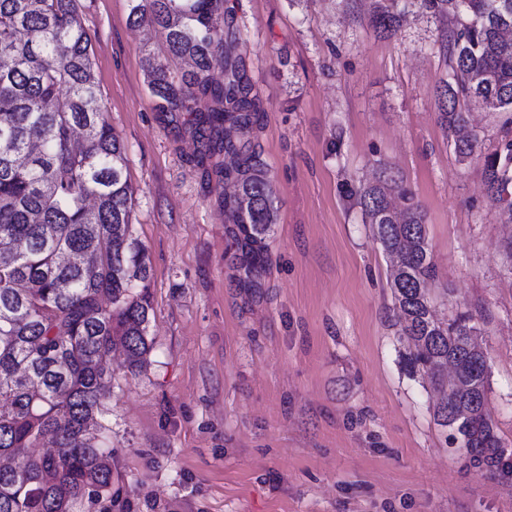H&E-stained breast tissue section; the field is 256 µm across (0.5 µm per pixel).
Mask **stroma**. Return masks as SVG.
<instances>
[{
	"label": "stroma",
	"mask_w": 512,
	"mask_h": 512,
	"mask_svg": "<svg viewBox=\"0 0 512 512\" xmlns=\"http://www.w3.org/2000/svg\"><path fill=\"white\" fill-rule=\"evenodd\" d=\"M265 108L253 147L277 220L253 275L183 112H159L146 56L159 33L129 0H79L108 120L126 147L131 234L147 253L151 348L110 361L112 486L83 512H512V224L483 164L502 114L470 104L479 148L459 163L436 121L452 69L442 23L407 6L396 31L372 0H226ZM390 168L425 213L439 317L481 318L487 408L503 471L467 464L436 424L442 394L409 378L389 281L359 186Z\"/></svg>",
	"instance_id": "obj_1"
}]
</instances>
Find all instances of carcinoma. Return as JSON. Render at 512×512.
Here are the masks:
<instances>
[{
    "mask_svg": "<svg viewBox=\"0 0 512 512\" xmlns=\"http://www.w3.org/2000/svg\"><path fill=\"white\" fill-rule=\"evenodd\" d=\"M399 2L376 0L377 32L399 25ZM416 2L448 21L438 51L451 61L453 82L438 89L437 121L459 161L479 144L463 104L506 114L484 176L493 204L512 222V0ZM222 13L224 0H130L129 18L154 27L168 57L192 62L179 74L156 61L149 90L157 111L191 116L204 153L234 158L222 173L237 193L224 208L244 236L249 274L275 206L252 148L263 103L235 52L241 31L229 13L219 24ZM217 54L224 56L219 79L210 73ZM226 125L236 138L220 137ZM126 161L78 0H0V398L9 402L0 409V458L52 438L40 455L0 467V512H74L112 486V452L96 443L112 348L121 343L133 368L149 350V305L135 291L149 268L130 231ZM358 200L384 251L398 259L390 289L410 346L405 371L448 387L434 419L470 466H499L503 441L485 410L489 370L473 339L477 318L465 311L442 321L425 293L436 266L421 204L387 168L358 190ZM450 359L458 364L452 380L433 371Z\"/></svg>",
    "mask_w": 512,
    "mask_h": 512,
    "instance_id": "1",
    "label": "carcinoma"
}]
</instances>
